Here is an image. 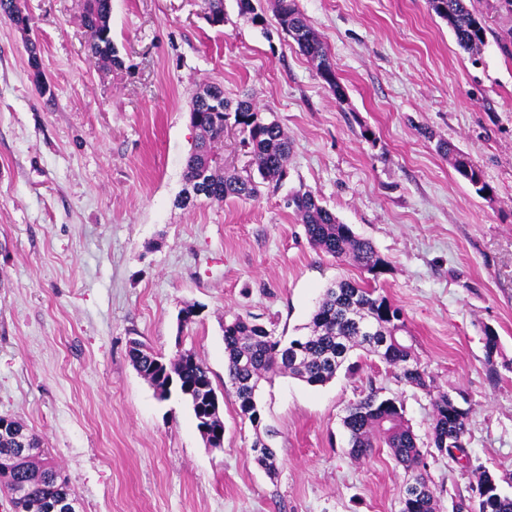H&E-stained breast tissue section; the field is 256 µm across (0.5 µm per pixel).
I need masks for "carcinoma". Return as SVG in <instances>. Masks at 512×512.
<instances>
[{
	"label": "carcinoma",
	"instance_id": "cac0c4a2",
	"mask_svg": "<svg viewBox=\"0 0 512 512\" xmlns=\"http://www.w3.org/2000/svg\"><path fill=\"white\" fill-rule=\"evenodd\" d=\"M428 4L437 16L447 21L462 49L474 53L484 45L486 28L477 12L467 6V0H428ZM0 15L18 29L30 23L19 0H0ZM276 17L279 27L291 33L320 78L334 70L331 57L315 29L296 7L295 0H276ZM81 23L89 34L88 49L93 57L114 72L126 70L125 61L112 40V0H87L81 12ZM231 108L234 123L245 134L244 142L250 148L261 181L278 183L286 177L291 146L281 125L260 113L249 100L231 105L224 98L221 84L208 83L197 88L192 96L198 140L185 162L184 187L176 199L177 206L191 208L202 198L222 202L228 198L258 196V182L250 176L224 174L215 151L224 138V125ZM437 151L452 156L455 170L477 193L488 191L480 170L467 156L441 141L437 143ZM199 188L205 191L202 198L195 195ZM288 207L304 225L309 241L321 252L337 259H349L374 276L385 268L386 262L373 244L357 237L348 225L321 205L312 192L292 195ZM399 321V309L387 297L376 294V289L365 283L342 280L327 289L312 314L309 333L293 339V343L302 348L296 362L286 358L281 339L264 325L240 317L224 323L226 370L228 378L238 382L235 395L241 415L252 423L260 420L258 407L246 404L244 395L267 375L286 371L311 386L323 385L336 376L357 349L377 356L393 368L396 377L404 383L430 389L426 372L418 364L410 363L411 353L403 342H390L382 348L372 345L373 339L389 336L397 330ZM130 359L154 386L163 389L168 380H173L191 406L194 399L204 398L214 391L209 368L192 352L167 361L139 349L136 342L130 349ZM432 404L433 447L457 462L470 461L467 413L444 391L433 395ZM342 423L349 435L350 456L360 459L374 448L386 447L410 473L399 512H435L436 492L422 472L424 463L416 437L405 424L402 408L395 399L381 398L372 389L348 407ZM16 484H24L29 489V512H50L48 507L63 496L74 503L73 512H80L79 499L68 479L38 450L0 469L1 492L11 493ZM452 507L456 512H512V497L504 495L496 478L483 469L477 484L470 486L467 494L458 495Z\"/></svg>",
	"mask_w": 512,
	"mask_h": 512
}]
</instances>
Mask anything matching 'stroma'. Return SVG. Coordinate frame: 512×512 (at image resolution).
Here are the masks:
<instances>
[{"label":"stroma","mask_w":512,"mask_h":512,"mask_svg":"<svg viewBox=\"0 0 512 512\" xmlns=\"http://www.w3.org/2000/svg\"><path fill=\"white\" fill-rule=\"evenodd\" d=\"M253 25L224 0H112L128 68L87 50L80 0H20L30 36L0 18V416L48 448L82 512H399L407 475L389 449L348 451L347 407L398 398L417 437L436 512L476 473L430 446L433 404L378 357L354 352L326 384L261 382L259 426L227 379L222 326L241 317L283 341L305 335L325 290L371 283L401 311L402 336L437 389L462 395L468 451L512 496V15L472 0L486 23L475 54L427 0H296L336 67L343 99L281 32L275 0ZM40 49L53 101L30 76ZM251 99L292 141L288 176L257 198L176 206L196 86ZM480 169L474 188L436 150ZM314 193L384 258L371 275L324 254L286 206ZM195 307L193 323H178ZM499 348L487 353L484 330ZM209 368L224 446L208 447L179 392L159 400L132 341ZM277 456L267 474L252 447ZM436 147L437 151L444 156L452 155L455 170L475 188L477 193L483 194L488 191L486 183L482 180L480 170L467 156L458 152L456 153L446 142L440 141L437 143Z\"/></svg>","instance_id":"obj_1"}]
</instances>
